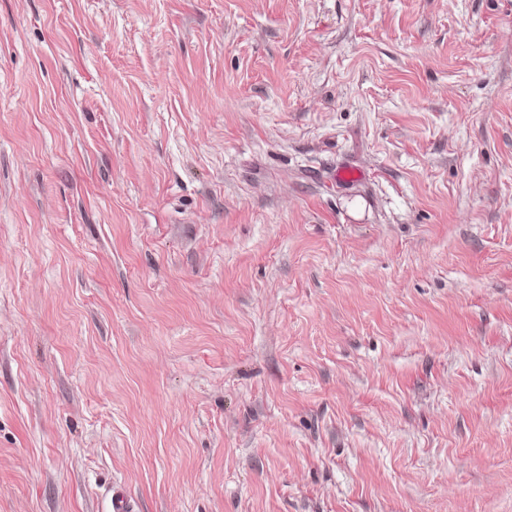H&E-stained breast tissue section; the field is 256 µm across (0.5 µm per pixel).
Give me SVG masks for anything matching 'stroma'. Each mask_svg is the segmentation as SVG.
Instances as JSON below:
<instances>
[{
	"instance_id": "1",
	"label": "stroma",
	"mask_w": 512,
	"mask_h": 512,
	"mask_svg": "<svg viewBox=\"0 0 512 512\" xmlns=\"http://www.w3.org/2000/svg\"><path fill=\"white\" fill-rule=\"evenodd\" d=\"M117 490L512 512V0H0V512Z\"/></svg>"
}]
</instances>
